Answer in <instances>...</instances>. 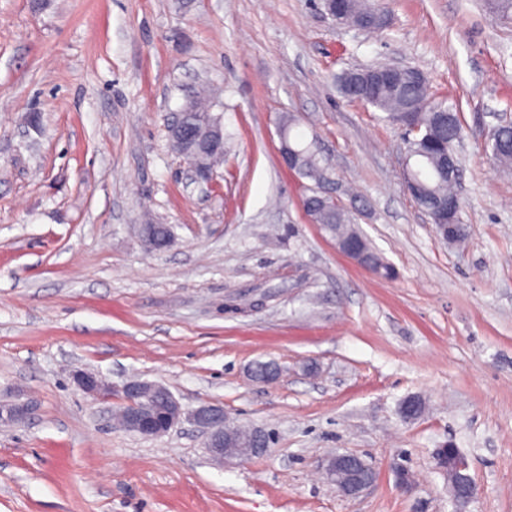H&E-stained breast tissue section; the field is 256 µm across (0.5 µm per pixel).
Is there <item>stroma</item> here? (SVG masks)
Here are the masks:
<instances>
[{
  "instance_id": "1",
  "label": "stroma",
  "mask_w": 512,
  "mask_h": 512,
  "mask_svg": "<svg viewBox=\"0 0 512 512\" xmlns=\"http://www.w3.org/2000/svg\"><path fill=\"white\" fill-rule=\"evenodd\" d=\"M380 2L391 23L368 35L319 0H0V401L32 407L0 423V512H455L448 443L478 486L465 512H512V170L487 145L512 120V23L485 0ZM378 63L461 115L466 247L404 191L401 129L338 90ZM201 89L224 125L210 183L169 141ZM287 112L357 186L392 276L309 223L279 160ZM257 362L279 379L254 382ZM132 379L222 406L268 453L220 466L191 422L115 427ZM338 453L376 472L357 498L323 473ZM75 381L79 389L86 395L100 396L108 393L110 387L100 376L93 372H82L76 375Z\"/></svg>"
}]
</instances>
